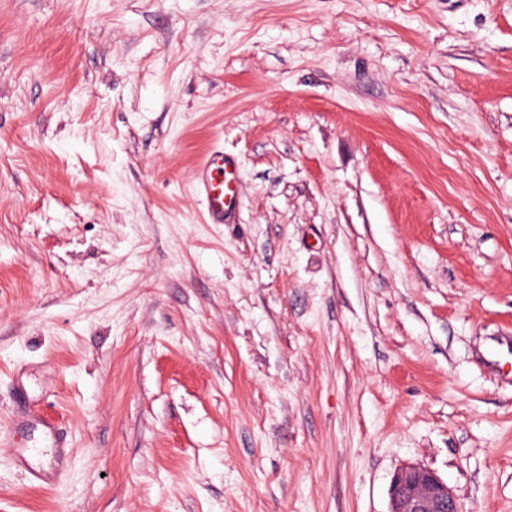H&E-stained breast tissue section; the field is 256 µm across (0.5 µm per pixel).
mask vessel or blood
<instances>
[{
	"mask_svg": "<svg viewBox=\"0 0 512 512\" xmlns=\"http://www.w3.org/2000/svg\"><path fill=\"white\" fill-rule=\"evenodd\" d=\"M194 191L211 224L228 220L239 204L237 164L223 148H210L193 170ZM485 361L499 371L505 382H512V336L492 339L486 348ZM42 448L32 446L21 449L18 467L31 487L49 486L54 477L40 460Z\"/></svg>",
	"mask_w": 512,
	"mask_h": 512,
	"instance_id": "1",
	"label": "vessel or blood"
}]
</instances>
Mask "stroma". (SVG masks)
<instances>
[{"label": "stroma", "mask_w": 512, "mask_h": 512, "mask_svg": "<svg viewBox=\"0 0 512 512\" xmlns=\"http://www.w3.org/2000/svg\"><path fill=\"white\" fill-rule=\"evenodd\" d=\"M504 332L512 0H0V512H512ZM193 187L208 223L224 224L239 204L235 159L224 148H210L193 170ZM484 359L488 366L497 370L506 383L512 382V336H497L486 348ZM508 365L509 370H505ZM41 455H43V449L33 445L32 447L22 448L17 457L19 470L28 486L46 487L54 480L50 471L38 459ZM388 512H460L457 497L432 470L410 463L401 467L389 486Z\"/></svg>", "instance_id": "1"}]
</instances>
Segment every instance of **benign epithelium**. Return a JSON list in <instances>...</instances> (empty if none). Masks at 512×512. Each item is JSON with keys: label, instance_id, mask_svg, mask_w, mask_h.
I'll list each match as a JSON object with an SVG mask.
<instances>
[{"label": "benign epithelium", "instance_id": "7a95c632", "mask_svg": "<svg viewBox=\"0 0 512 512\" xmlns=\"http://www.w3.org/2000/svg\"><path fill=\"white\" fill-rule=\"evenodd\" d=\"M388 512H460L457 497L432 470L410 463L401 467L389 486Z\"/></svg>", "mask_w": 512, "mask_h": 512}]
</instances>
